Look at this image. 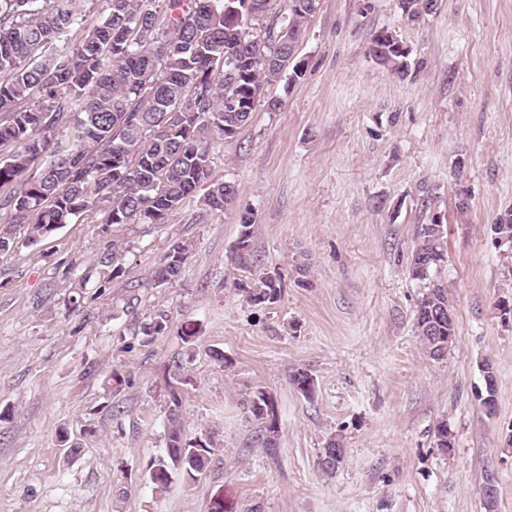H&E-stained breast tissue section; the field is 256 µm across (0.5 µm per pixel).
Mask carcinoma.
Returning <instances> with one entry per match:
<instances>
[{
    "mask_svg": "<svg viewBox=\"0 0 512 512\" xmlns=\"http://www.w3.org/2000/svg\"><path fill=\"white\" fill-rule=\"evenodd\" d=\"M109 0L106 16L88 27L76 0H0V200L12 221L0 225V253L39 241L91 215L102 232L124 224H165L195 198L212 176L215 143L231 141L260 103L276 112L281 102L262 100L263 88L280 81L292 63L319 0ZM411 19L438 10L440 0H399ZM83 31L74 42L70 33ZM399 38L379 31L369 51L380 64L405 73L409 53ZM53 45L49 55L43 54ZM237 187L214 184L205 202L213 210L236 203ZM424 222L415 229L408 278L420 290L414 310L416 336L432 359L444 357L456 323L443 325V340L427 328L438 309L453 311L441 215L421 202ZM242 227L235 262L248 270L258 259L250 246L255 218L239 213ZM26 229L25 237L17 236ZM497 248L512 249V209L490 227ZM189 245L177 243L154 271L166 284L180 277ZM125 253L114 239L97 261L99 287L124 273ZM280 274L262 276L245 289L255 305L282 295ZM492 413V368L483 366ZM267 393L247 402L257 441H265ZM165 448L148 468L150 482L166 489L184 475L201 474L213 452L187 440L184 429L165 432Z\"/></svg>",
    "mask_w": 512,
    "mask_h": 512,
    "instance_id": "obj_1",
    "label": "carcinoma"
}]
</instances>
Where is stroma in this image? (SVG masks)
I'll list each match as a JSON object with an SVG mask.
<instances>
[{"instance_id": "1", "label": "stroma", "mask_w": 512, "mask_h": 512, "mask_svg": "<svg viewBox=\"0 0 512 512\" xmlns=\"http://www.w3.org/2000/svg\"><path fill=\"white\" fill-rule=\"evenodd\" d=\"M384 28L408 45L407 73L369 56ZM296 59L299 82L265 90L280 110L257 106L215 148L235 209L197 198L110 235L88 216L0 254V512H207L218 491L229 512H512V325L496 309L512 297V257L490 232L512 207V0H441L415 21L398 0H320ZM426 197L447 226L456 322L440 360L414 332L406 273ZM246 209L258 272L284 280L272 304L240 288L254 280L235 264ZM113 238L125 272L101 288L86 274ZM177 241L184 270L157 284ZM160 315L165 333L145 338ZM297 369L311 396L291 383ZM258 389L277 410L273 453L247 409ZM175 398L187 438L215 456L160 493L147 468ZM333 439L345 458L330 474L319 462Z\"/></svg>"}]
</instances>
